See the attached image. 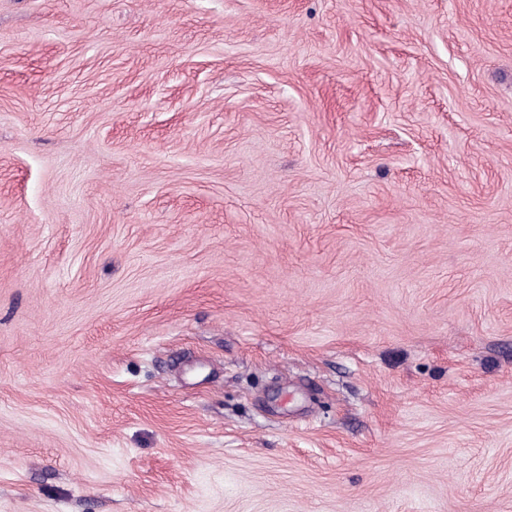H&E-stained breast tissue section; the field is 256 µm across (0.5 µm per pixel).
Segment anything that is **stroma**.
<instances>
[{"label": "stroma", "instance_id": "35a3bbf8", "mask_svg": "<svg viewBox=\"0 0 512 512\" xmlns=\"http://www.w3.org/2000/svg\"><path fill=\"white\" fill-rule=\"evenodd\" d=\"M0 512H512V0H0Z\"/></svg>", "mask_w": 512, "mask_h": 512}]
</instances>
